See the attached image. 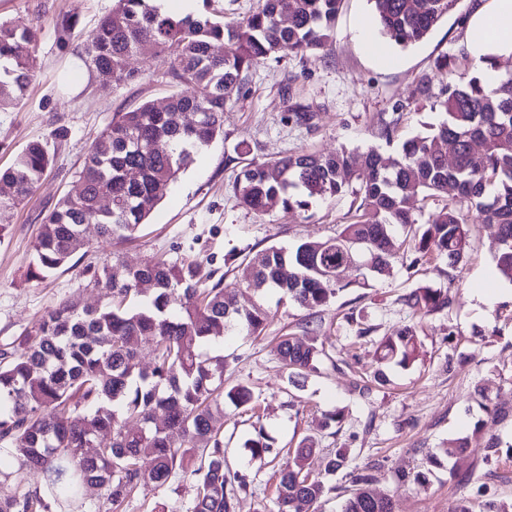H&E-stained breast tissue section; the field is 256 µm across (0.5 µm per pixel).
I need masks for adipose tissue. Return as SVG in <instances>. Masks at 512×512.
I'll list each match as a JSON object with an SVG mask.
<instances>
[{"label":"adipose tissue","mask_w":512,"mask_h":512,"mask_svg":"<svg viewBox=\"0 0 512 512\" xmlns=\"http://www.w3.org/2000/svg\"><path fill=\"white\" fill-rule=\"evenodd\" d=\"M463 45L476 59L512 55V0H482L468 19Z\"/></svg>","instance_id":"obj_1"}]
</instances>
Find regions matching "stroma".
Instances as JSON below:
<instances>
[{"mask_svg": "<svg viewBox=\"0 0 512 512\" xmlns=\"http://www.w3.org/2000/svg\"><path fill=\"white\" fill-rule=\"evenodd\" d=\"M474 3L457 0L423 41L403 49L380 35L370 0H342L334 34L316 56L303 60L284 48L281 62L252 73L248 93L224 109L223 139L202 151L167 188L135 240L98 245L35 285L28 272L40 224L81 170L93 138L131 106H163L171 88L153 52L130 57L128 67L138 72L137 80L109 87L102 75L80 65L77 44H60L57 25L63 17H71L77 29H90L113 0H0V21L38 29L35 78L14 108L0 112V168L12 166L33 140H50L54 155L29 199L0 214L6 226L0 234V343L30 330L62 301L100 306L101 296L86 287L82 271L107 255L131 268L190 256L227 266V280L236 284L248 252L336 235L346 222L347 196L314 205L308 217L280 211L260 219L241 207L232 191L241 168L236 147L265 161L306 148L330 153L371 144L379 117H391L398 103L406 106L400 135L437 123L438 113L412 106L417 82L438 56L461 51L465 27L459 19L471 14ZM300 105L311 120L288 121ZM59 128L67 129V136L53 139ZM467 230L469 247L459 264L438 259L415 267L407 254L396 260L390 276L369 279L363 288L352 267L342 276L348 289L321 309H302L266 289L237 287L238 307H263L272 322L264 338L228 334L219 345L227 364L225 386L249 382L259 404L253 414L224 408L226 466L250 481L238 496L236 512H278L277 464L257 468L243 446L259 428L283 453L303 437H316L317 450L308 460L314 475L323 473L330 452L351 449L355 464L373 467V488L390 496L392 512H454L463 498L473 512H483L490 500L512 504V457L503 453L496 462L483 460L489 438L503 450L512 445V282L496 268L495 227L474 222ZM420 286L447 292L448 308L413 317L401 299ZM350 312L372 327L370 340L355 338L345 319ZM308 320L321 322L318 341L329 358L298 388L275 359L272 341L297 332ZM405 325L416 328L417 360L406 368L381 366L377 340ZM381 369L388 377L382 386L372 380ZM332 411L342 415L340 429H319L321 414ZM457 438L469 439L467 457L428 462L430 449ZM465 470L470 478L463 481L459 474ZM416 471L426 472L425 482L399 484L401 474ZM193 497L187 483L139 489L126 498L122 512H151L160 503L169 512H189Z\"/></svg>", "mask_w": 512, "mask_h": 512, "instance_id": "stroma-1", "label": "stroma"}]
</instances>
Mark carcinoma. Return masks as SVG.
Instances as JSON below:
<instances>
[{"mask_svg":"<svg viewBox=\"0 0 512 512\" xmlns=\"http://www.w3.org/2000/svg\"><path fill=\"white\" fill-rule=\"evenodd\" d=\"M341 0H261L241 21L212 13L165 12L152 0H115L112 10L88 32L62 24L81 42L84 62L112 74L117 84L136 79L127 60L149 45L166 65L163 77L182 90L165 109L146 102L119 112L93 140L83 168L68 192L43 218L33 244L32 280L67 265L87 247L85 227L93 224L106 243L128 241L163 198L159 188L176 181L195 157L224 135V107L241 92L256 66L286 46L301 57L323 49L334 29ZM380 33L407 47L425 39L456 0H371ZM216 43L224 52H213ZM36 32L0 22V112L16 105L32 74ZM463 62L448 54L434 61L418 81L420 99L442 115L427 131L404 139L395 150L403 104L380 119L377 136L385 146L366 145L331 154L301 150L274 160L245 163L233 190L239 204L257 216L276 210L307 211L350 193L357 205L336 236L305 240L292 248L267 246L245 257L249 278L287 295L299 307L328 305L347 288L336 276L343 265L368 277L391 274L402 247L397 226L413 228L409 240L419 262L428 256L457 264L468 248L466 224L478 218L497 227L494 259L512 282V74L489 89L482 65L494 57ZM442 82L433 92L434 80ZM198 119L185 125L182 115ZM455 146L453 161L441 149ZM52 163L47 140L28 143L14 164L0 172V210L22 204ZM137 178H127L130 171ZM357 188H352L354 182ZM443 195L448 203L420 222V196ZM109 197L110 207L101 205ZM86 287L104 298L95 308L64 301L48 310L22 336L0 345V454L22 470L42 474V487L21 491L10 476L0 479V512H92L88 493L98 492L119 508L132 490L161 488L171 480L195 488L191 512H235L246 475L230 472L224 433L217 426L224 405L253 401L248 383L224 388V355L208 348L224 331L264 334L269 316L256 307L242 310L218 270L198 260L164 259L138 268L105 258L83 271ZM414 316L448 307L440 289L418 287L402 298ZM153 347L143 365L138 350ZM384 364L408 366L417 352L415 330L406 326L378 345ZM273 352L298 384L317 371L325 349L280 336ZM163 419H157V414ZM134 418L140 426L131 429ZM251 459L264 463L273 452L258 432L245 441ZM469 442L457 439L428 455L459 458ZM316 441L306 437L280 469L279 512H322L336 485L311 476L306 461ZM344 470L349 496L342 512H392L391 500L370 489L372 468L352 465L350 449L327 458L325 475Z\"/></svg>","mask_w":512,"mask_h":512,"instance_id":"carcinoma-1","label":"carcinoma"}]
</instances>
